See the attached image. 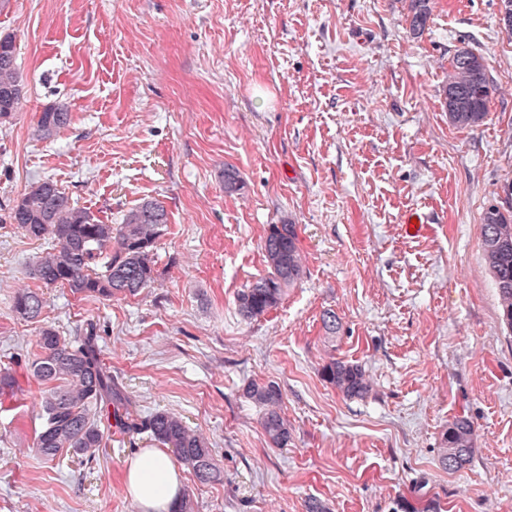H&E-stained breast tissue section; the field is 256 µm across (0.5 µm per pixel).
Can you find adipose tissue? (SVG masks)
Masks as SVG:
<instances>
[{
  "mask_svg": "<svg viewBox=\"0 0 512 512\" xmlns=\"http://www.w3.org/2000/svg\"><path fill=\"white\" fill-rule=\"evenodd\" d=\"M124 485L139 512H170L182 490V472L165 450L143 448L127 461Z\"/></svg>",
  "mask_w": 512,
  "mask_h": 512,
  "instance_id": "ef3b65f1",
  "label": "adipose tissue"
}]
</instances>
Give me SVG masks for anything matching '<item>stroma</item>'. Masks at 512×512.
Returning <instances> with one entry per match:
<instances>
[{"label": "stroma", "mask_w": 512, "mask_h": 512, "mask_svg": "<svg viewBox=\"0 0 512 512\" xmlns=\"http://www.w3.org/2000/svg\"><path fill=\"white\" fill-rule=\"evenodd\" d=\"M431 6L415 38L408 0H0L25 92L0 123V373L27 371L40 326L93 324L131 411L178 413L210 439L222 480L183 472L196 512H306L312 498L327 512H512V335L480 231L486 206L512 213V32L500 0ZM462 46L496 88L464 129L442 92ZM55 103L71 122L40 139ZM44 178L109 224L164 202L151 288L107 300L30 278L47 243L9 212ZM412 209L428 220L417 238ZM284 222L304 274L245 319L237 293ZM24 285L43 294L40 322L10 309ZM333 358L362 365L364 398L323 379ZM252 380L279 385L287 447L244 398ZM38 412L30 394L0 408V512H138L122 473L149 436L121 433L108 407L95 461L46 464L27 452ZM459 416L472 455L449 471L440 450Z\"/></svg>", "instance_id": "1"}]
</instances>
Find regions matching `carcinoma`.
<instances>
[{
	"label": "carcinoma",
	"instance_id": "obj_1",
	"mask_svg": "<svg viewBox=\"0 0 512 512\" xmlns=\"http://www.w3.org/2000/svg\"><path fill=\"white\" fill-rule=\"evenodd\" d=\"M409 32L421 36L430 19V0H409ZM493 93L483 58L463 46L455 50L443 86V105L448 120L459 127L479 126L487 116ZM24 98L22 76L17 64V47L11 35L0 36V122L10 120L21 109ZM70 112L62 105L46 107L37 121L36 134L54 137L70 123ZM238 171L224 166V191L241 190ZM24 235L48 240L30 266L29 275L47 285H61L76 295L105 298L135 297L154 283V250L165 234L168 212L156 199L145 200L123 215L118 224H105L78 206L51 179L36 182L20 196L9 215ZM481 239L485 263L497 288L502 324L512 332V215L496 205L483 213ZM266 273L237 294L239 313L257 318L276 307L285 293L303 276V256L296 225L271 224L263 241ZM45 300L36 290L23 287L13 298V310L25 320L42 315ZM36 344L40 355L29 375L37 383L35 398L41 408L40 428L30 452L46 463L66 451L88 461L99 454L103 432L97 413L111 403L124 410L121 429L148 433L173 449L178 459L192 469L202 483L220 478V468L209 439L189 428L175 413L161 410L137 417L128 412L129 400L103 369L93 332L67 341L52 326L40 329ZM323 378L343 396H365L370 388L362 365L331 359L322 368ZM25 389L10 373L0 376V405L13 402ZM243 395L259 408L261 425L270 444L288 445L291 431L280 412L282 399L273 381H250ZM475 428L464 416L457 418L443 436L441 464L454 471L470 460Z\"/></svg>",
	"mask_w": 512,
	"mask_h": 512
}]
</instances>
